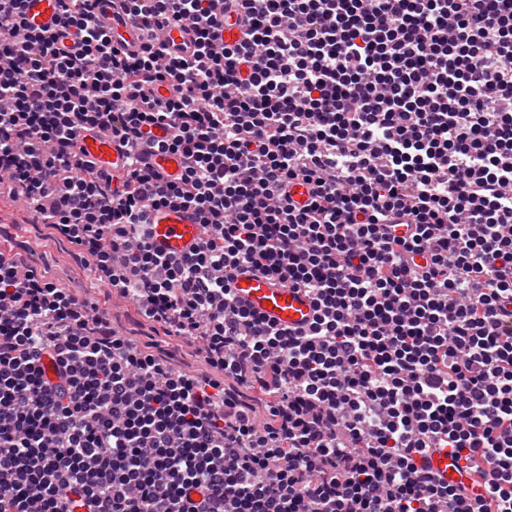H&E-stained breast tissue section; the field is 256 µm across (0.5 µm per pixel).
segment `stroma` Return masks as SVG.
Here are the masks:
<instances>
[{"label":"stroma","mask_w":512,"mask_h":512,"mask_svg":"<svg viewBox=\"0 0 512 512\" xmlns=\"http://www.w3.org/2000/svg\"><path fill=\"white\" fill-rule=\"evenodd\" d=\"M0 248L11 251L24 264L35 266L47 280L67 288H88L99 311L106 313L124 334L143 348L188 370L195 359L175 337L156 325L144 323L134 303L117 304L106 288L94 287L74 247L47 224L32 223L23 200H0Z\"/></svg>","instance_id":"1"}]
</instances>
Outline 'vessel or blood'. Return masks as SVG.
<instances>
[{
    "label": "vessel or blood",
    "mask_w": 512,
    "mask_h": 512,
    "mask_svg": "<svg viewBox=\"0 0 512 512\" xmlns=\"http://www.w3.org/2000/svg\"><path fill=\"white\" fill-rule=\"evenodd\" d=\"M58 12L57 0H27V19L32 26L52 25ZM83 153L102 169L120 172L128 164L124 149L98 133H85L79 139ZM154 246L166 253L187 252L202 236L203 228L197 216L187 209H164L154 217ZM237 299L268 322L290 328H306L314 309L302 292L280 285L259 274L242 273L235 283Z\"/></svg>",
    "instance_id": "vessel-or-blood-1"
}]
</instances>
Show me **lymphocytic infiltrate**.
<instances>
[{
    "label": "lymphocytic infiltrate",
    "instance_id": "lymphocytic-infiltrate-1",
    "mask_svg": "<svg viewBox=\"0 0 512 512\" xmlns=\"http://www.w3.org/2000/svg\"><path fill=\"white\" fill-rule=\"evenodd\" d=\"M26 2L0 0V191L205 370L0 250V512H512V0H58L45 28ZM168 208L204 229L181 255L147 237ZM245 270L310 325L241 305ZM79 146L87 157L96 161L104 170H112L115 174L127 167L128 159L125 150L119 148L111 139L96 132L82 134ZM234 288L237 299L243 305L270 323L304 329L314 316L311 300L303 292L282 286L260 274H240ZM269 305H272V309H269Z\"/></svg>",
    "mask_w": 512,
    "mask_h": 512
}]
</instances>
